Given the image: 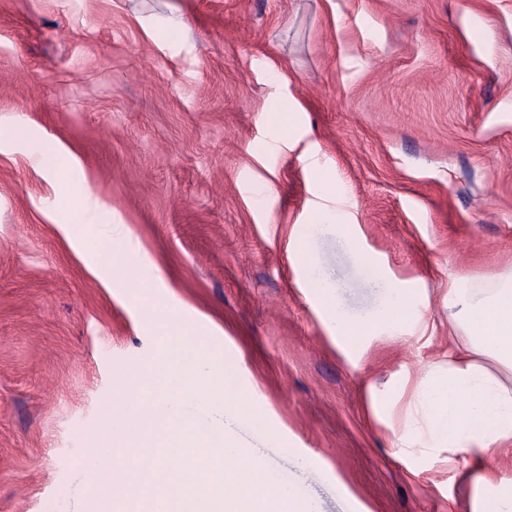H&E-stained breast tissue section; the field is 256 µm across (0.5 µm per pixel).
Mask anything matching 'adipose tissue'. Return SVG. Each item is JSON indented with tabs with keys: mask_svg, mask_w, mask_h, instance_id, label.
Masks as SVG:
<instances>
[{
	"mask_svg": "<svg viewBox=\"0 0 512 512\" xmlns=\"http://www.w3.org/2000/svg\"><path fill=\"white\" fill-rule=\"evenodd\" d=\"M328 232L338 234L353 259L363 262L355 240L343 234L330 211L317 213L314 223L297 239L295 251L336 329L337 346L345 350L356 345L368 328L393 325L400 316L403 291L388 285L376 307L364 316L342 309L338 288L327 275L319 250V240ZM122 237V227L113 226L111 236L95 238L91 256L108 280L125 288L146 317H153L155 307L147 296L161 282L113 250V242ZM443 303L451 327L465 332L466 346L446 361H432L401 375L400 387L412 389L403 405L366 386L369 407L390 424L403 452L418 448L437 459L445 453L477 459L494 449L511 448L512 273L498 275L482 288L467 279L449 281ZM462 478L474 488L472 512H512V481L474 470L463 472Z\"/></svg>",
	"mask_w": 512,
	"mask_h": 512,
	"instance_id": "ef3b65f1",
	"label": "adipose tissue"
}]
</instances>
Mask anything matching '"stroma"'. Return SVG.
Listing matches in <instances>:
<instances>
[{"label": "stroma", "mask_w": 512, "mask_h": 512, "mask_svg": "<svg viewBox=\"0 0 512 512\" xmlns=\"http://www.w3.org/2000/svg\"><path fill=\"white\" fill-rule=\"evenodd\" d=\"M78 183L315 512H471L472 461L398 457L362 384L447 359L449 281L512 267V0H0V512H95L104 405L178 345L63 226ZM323 206L370 263L321 237L341 306L405 291L353 359L293 250Z\"/></svg>", "instance_id": "stroma-1"}]
</instances>
